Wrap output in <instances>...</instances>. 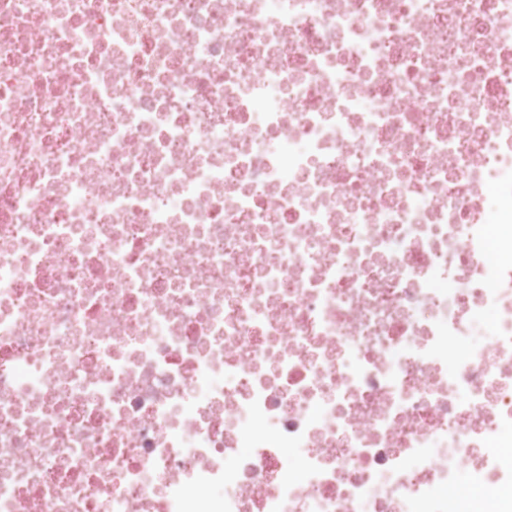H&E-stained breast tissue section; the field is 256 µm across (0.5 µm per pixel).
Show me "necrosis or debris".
<instances>
[{
	"mask_svg": "<svg viewBox=\"0 0 512 512\" xmlns=\"http://www.w3.org/2000/svg\"><path fill=\"white\" fill-rule=\"evenodd\" d=\"M512 0H0V512H512ZM484 490L463 486L449 494V500L455 512H471V505L476 500L482 498Z\"/></svg>",
	"mask_w": 512,
	"mask_h": 512,
	"instance_id": "necrosis-or-debris-1",
	"label": "necrosis or debris"
}]
</instances>
